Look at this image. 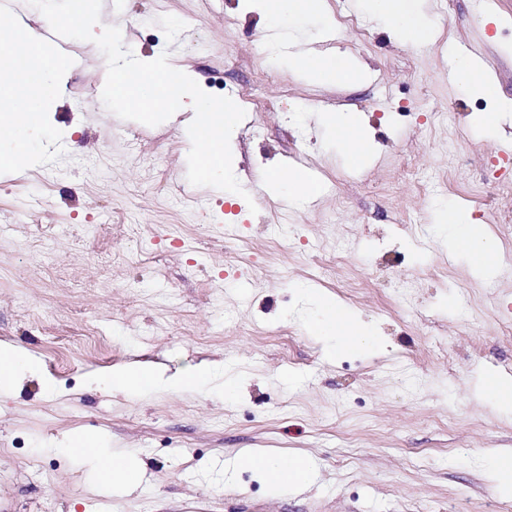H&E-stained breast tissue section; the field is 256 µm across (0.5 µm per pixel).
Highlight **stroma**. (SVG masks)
<instances>
[{"instance_id": "1", "label": "stroma", "mask_w": 512, "mask_h": 512, "mask_svg": "<svg viewBox=\"0 0 512 512\" xmlns=\"http://www.w3.org/2000/svg\"><path fill=\"white\" fill-rule=\"evenodd\" d=\"M422 2L435 28L418 46L390 37L364 0H326L323 18L287 22L290 50L347 53L366 67L347 87L315 84L272 51L257 0H102L101 23L119 27L136 58L168 55L213 95L259 96L233 140L247 193L233 203L190 185L182 119H120L101 99L99 48L53 36L73 64L47 112L50 138L19 176H0V342L38 362L0 394V512L512 506L487 479L490 453L512 451V408L480 388L485 373L512 377V222L496 191L512 178V112L497 137L484 135L491 105L454 72L455 57H477L512 100V0ZM438 110L450 124L432 120ZM324 112L364 121V169L345 164ZM294 165L317 194L270 195L267 178ZM420 174L433 194L421 193ZM444 205L471 211L496 238L495 276L474 278L449 253ZM315 291L356 311L382 349L328 356L311 332ZM127 365L207 366L213 380L108 394L100 378ZM76 431L139 458V487L99 493L86 460L64 449ZM247 449L307 458L310 485L270 493L258 474L234 469ZM33 460L50 483L32 476Z\"/></svg>"}]
</instances>
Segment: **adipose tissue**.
Listing matches in <instances>:
<instances>
[{
  "label": "adipose tissue",
  "mask_w": 512,
  "mask_h": 512,
  "mask_svg": "<svg viewBox=\"0 0 512 512\" xmlns=\"http://www.w3.org/2000/svg\"><path fill=\"white\" fill-rule=\"evenodd\" d=\"M378 15L389 23V29L404 40L424 43L432 28L418 9V0H370ZM292 68L319 84H356L360 73L348 56L340 54L313 55L296 51L289 56ZM70 61L24 23L0 25V72L7 77L0 83V142H7L8 150L0 151V168L21 170L32 144L46 132L45 112L51 102L59 99L61 78ZM466 88L479 96L496 101L497 108L483 119L489 133H496L502 113L512 112V103L500 100L495 81L474 58L458 62ZM327 122L334 128L336 144L350 167H361L370 152V139L363 122L348 113H330ZM440 222L449 233L456 252L466 257L475 277L493 276L499 267L498 253L489 233L478 231L468 210L444 209ZM314 302L319 318L313 326L318 336H329L344 347L380 346L381 340L373 328L361 322L338 299L316 294ZM210 373L205 368L168 375L145 368L129 367L108 376L110 390L145 394L165 388L173 391L199 390L208 385ZM68 450L90 459L100 478L111 483L115 490L136 487L141 467L132 456L117 457L99 444L97 437L77 435L67 442ZM237 467L252 470L279 489L304 485L309 469L304 458H279L266 453L242 452Z\"/></svg>",
  "instance_id": "1"
}]
</instances>
